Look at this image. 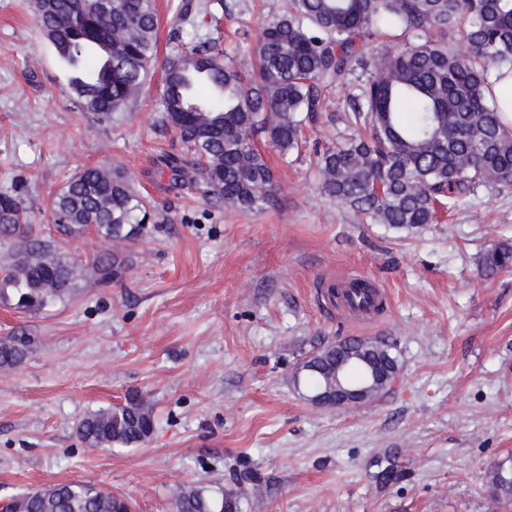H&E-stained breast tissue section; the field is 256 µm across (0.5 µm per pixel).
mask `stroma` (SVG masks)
I'll return each mask as SVG.
<instances>
[{"label": "stroma", "mask_w": 512, "mask_h": 512, "mask_svg": "<svg viewBox=\"0 0 512 512\" xmlns=\"http://www.w3.org/2000/svg\"><path fill=\"white\" fill-rule=\"evenodd\" d=\"M155 5L158 60L100 121L70 94L31 0H0V191L24 186L31 222L48 229L69 177L117 166L158 211L122 279H95L102 241L89 229L61 242L78 261L74 294L37 313L0 303V338L32 340L0 371V499L83 481L131 497L135 512H173L175 487L231 491L251 471L260 490L241 512H489L487 473L512 454V268L487 278L478 264L512 244V189H479L412 231L362 221L323 195L315 166V146L346 129L354 88L343 85L324 91L300 149L266 148L277 208L214 206L166 167L182 145L157 123L165 63L197 33L251 71L263 24L288 0ZM351 274L387 292L380 318L344 321L318 298ZM351 337L388 341L395 380L361 406L311 405L295 367ZM135 393L153 404L152 437L87 448L81 419Z\"/></svg>", "instance_id": "stroma-1"}]
</instances>
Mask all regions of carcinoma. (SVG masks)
<instances>
[{
    "label": "carcinoma",
    "mask_w": 512,
    "mask_h": 512,
    "mask_svg": "<svg viewBox=\"0 0 512 512\" xmlns=\"http://www.w3.org/2000/svg\"><path fill=\"white\" fill-rule=\"evenodd\" d=\"M39 28L65 66L81 108L100 117L124 109L141 90L156 60L158 15L153 0H32ZM413 41H368L394 31ZM256 65L245 75L215 50L208 37L168 61L157 123L174 130L187 155L169 168L216 205L245 211L277 206L280 186L260 135L280 152L299 144L301 124L322 111V90L361 80L346 121L350 134L317 156L323 194L374 224L415 229L437 221L480 188L512 187V130L487 97L490 76L512 69V0H290L288 13L265 23ZM57 231L96 228L117 244L138 240L154 207L120 169L87 167L51 200ZM0 245L12 260L0 268V302L38 312L70 296L78 261L59 242L28 223L17 192H0ZM512 267V245L499 244L480 259L491 276ZM103 283L119 280L128 258L115 250L93 254ZM26 336L0 340V366L21 363ZM315 371L294 370V388L314 392L328 383H361L366 368L351 364L336 374V351L311 355ZM155 428L150 401L134 395L121 405L86 415L77 433L89 448L147 441ZM205 485H184L172 495L174 512H240L239 500ZM487 496L512 506V458L488 471ZM7 512H133L124 496L90 483L67 482L20 493Z\"/></svg>",
    "instance_id": "carcinoma-1"
}]
</instances>
